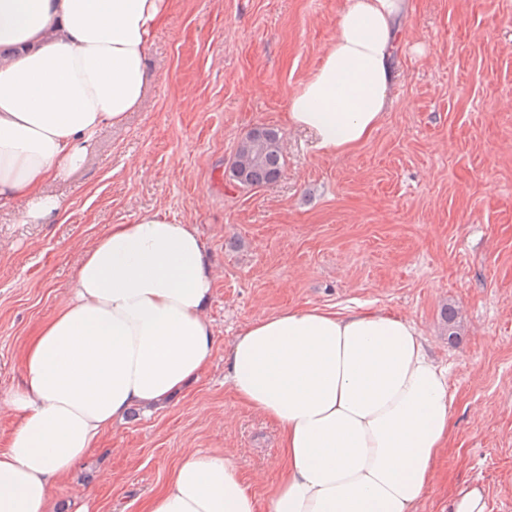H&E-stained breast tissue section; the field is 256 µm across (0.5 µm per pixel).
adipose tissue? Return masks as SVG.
Returning <instances> with one entry per match:
<instances>
[{"label": "adipose tissue", "mask_w": 512, "mask_h": 512, "mask_svg": "<svg viewBox=\"0 0 512 512\" xmlns=\"http://www.w3.org/2000/svg\"><path fill=\"white\" fill-rule=\"evenodd\" d=\"M172 0H0V210L42 224L48 186L78 171L105 126L142 110L150 38ZM409 0H346L336 37L288 105L330 155L378 129ZM215 274L196 225L156 212L85 248L70 301L26 342L22 381L0 394V512H49L112 426L196 380L217 331ZM237 401L275 423L287 463L259 504L230 458L188 452L144 512H417L448 439L449 367L412 321L363 305L282 309L224 352Z\"/></svg>", "instance_id": "1"}]
</instances>
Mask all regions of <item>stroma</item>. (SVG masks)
<instances>
[{"mask_svg": "<svg viewBox=\"0 0 512 512\" xmlns=\"http://www.w3.org/2000/svg\"><path fill=\"white\" fill-rule=\"evenodd\" d=\"M344 4L174 0L149 48L146 108L102 128L83 169L49 187L67 220L0 212L1 393L109 225L155 212L196 225L217 275L209 366L162 410L116 425L56 506L85 495L92 512H141L196 449L229 457L264 497L284 465L277 430L235 400L224 350L261 315L355 301L414 322L451 368L448 442L419 512H448L465 484L512 512V0H411L390 111L357 150L327 155L286 114ZM259 126L280 131L285 167L246 189L228 164Z\"/></svg>", "mask_w": 512, "mask_h": 512, "instance_id": "1", "label": "stroma"}]
</instances>
